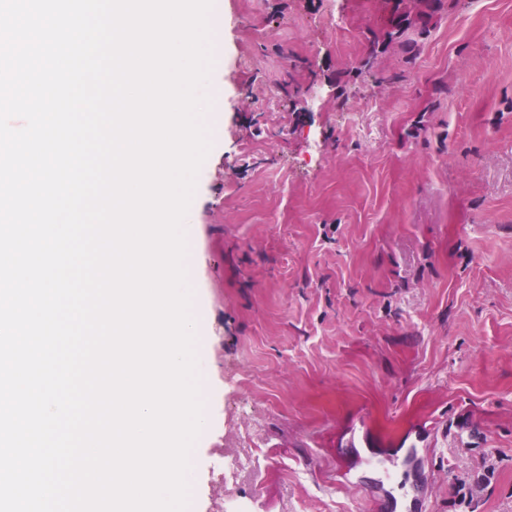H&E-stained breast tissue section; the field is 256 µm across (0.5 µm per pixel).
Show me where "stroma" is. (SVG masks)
I'll list each match as a JSON object with an SVG mask.
<instances>
[{
  "instance_id": "stroma-1",
  "label": "stroma",
  "mask_w": 512,
  "mask_h": 512,
  "mask_svg": "<svg viewBox=\"0 0 512 512\" xmlns=\"http://www.w3.org/2000/svg\"><path fill=\"white\" fill-rule=\"evenodd\" d=\"M221 5L190 487L382 512L355 451L406 438L431 512H512V0L436 13L412 53L370 44L390 0Z\"/></svg>"
}]
</instances>
